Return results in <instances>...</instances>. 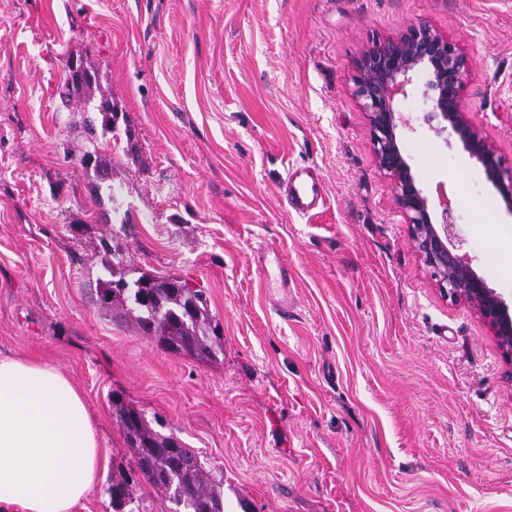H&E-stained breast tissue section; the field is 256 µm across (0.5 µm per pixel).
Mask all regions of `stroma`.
<instances>
[{
	"label": "stroma",
	"mask_w": 512,
	"mask_h": 512,
	"mask_svg": "<svg viewBox=\"0 0 512 512\" xmlns=\"http://www.w3.org/2000/svg\"><path fill=\"white\" fill-rule=\"evenodd\" d=\"M420 20L463 45L465 108L512 179V0H0V353L72 379L108 475L115 391L223 472L224 512H512V363L440 295L351 95L360 51ZM71 57L117 112L107 186L73 161L100 114L62 102ZM404 148L427 192L459 191L463 250L512 299L481 166L423 127ZM300 165L327 181L306 217L278 193ZM116 252L206 292L222 362L97 309Z\"/></svg>",
	"instance_id": "stroma-1"
}]
</instances>
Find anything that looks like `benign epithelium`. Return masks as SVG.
I'll use <instances>...</instances> for the list:
<instances>
[{
	"instance_id": "1",
	"label": "benign epithelium",
	"mask_w": 512,
	"mask_h": 512,
	"mask_svg": "<svg viewBox=\"0 0 512 512\" xmlns=\"http://www.w3.org/2000/svg\"><path fill=\"white\" fill-rule=\"evenodd\" d=\"M468 70V56L457 41L426 21L412 22L397 36L375 41L361 51L352 95L366 112L377 166L392 181L395 202L438 290L453 302L471 305L512 363V304L489 286L462 253V239L442 189L432 199L403 152L404 134L416 128L397 109V102L419 91L427 107L423 121L428 130L445 142L455 138L512 202V183L502 184L496 146L463 104Z\"/></svg>"
}]
</instances>
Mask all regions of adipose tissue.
Segmentation results:
<instances>
[{
	"label": "adipose tissue",
	"instance_id": "ef3b65f1",
	"mask_svg": "<svg viewBox=\"0 0 512 512\" xmlns=\"http://www.w3.org/2000/svg\"><path fill=\"white\" fill-rule=\"evenodd\" d=\"M106 465L68 376L35 357H0V512H74Z\"/></svg>",
	"mask_w": 512,
	"mask_h": 512
}]
</instances>
